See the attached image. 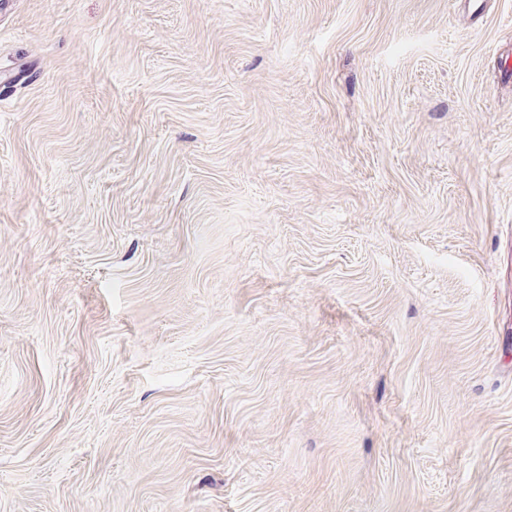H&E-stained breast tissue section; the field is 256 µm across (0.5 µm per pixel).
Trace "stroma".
<instances>
[{"label":"stroma","instance_id":"35a3bbf8","mask_svg":"<svg viewBox=\"0 0 512 512\" xmlns=\"http://www.w3.org/2000/svg\"><path fill=\"white\" fill-rule=\"evenodd\" d=\"M0 512H512V0H10Z\"/></svg>","mask_w":512,"mask_h":512}]
</instances>
